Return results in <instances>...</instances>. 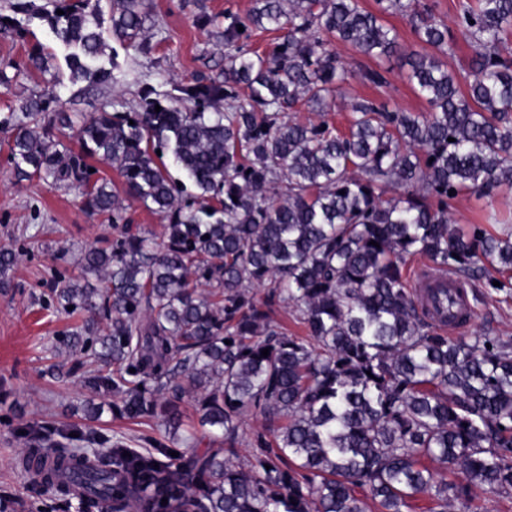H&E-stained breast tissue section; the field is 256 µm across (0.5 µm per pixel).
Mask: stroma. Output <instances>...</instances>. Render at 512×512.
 I'll list each match as a JSON object with an SVG mask.
<instances>
[{
  "mask_svg": "<svg viewBox=\"0 0 512 512\" xmlns=\"http://www.w3.org/2000/svg\"><path fill=\"white\" fill-rule=\"evenodd\" d=\"M201 4L213 14L228 8L244 13L252 0H151L152 15L163 30L156 52L146 58L117 48L125 83L84 93L68 84L53 87L54 75L68 73L67 50L45 22L24 20L27 35L22 39L0 32V68H6L12 78L9 86H0V113L18 108L34 93L55 89L66 111L90 117L116 97L135 105L143 83L191 78L205 63L221 58L220 48L191 24L190 18ZM37 44L53 55L52 71L40 74L23 70L28 52ZM406 71L402 62H393L389 83L383 87L351 80L330 112V120L347 129L353 118L351 105L361 98L385 99L406 112L426 111V103L408 84ZM10 139V133L0 131V246L19 250L21 259L8 273L10 290L0 292V496L27 500L31 497L29 479L15 467L26 446L19 426L41 427L52 442L73 429L113 441L150 437L162 442L166 436L163 425L154 419H129L108 411L96 421L85 418L82 404L87 391L79 384L82 373L75 370L74 358L55 353L60 336L74 320L46 308V292L54 270L76 266L81 252L111 238L112 229L84 212L78 190L36 178L18 180L6 163ZM452 212L455 224L465 231L474 224L490 230L499 221L512 225V187L502 188L491 200L464 194ZM469 302L473 315L466 335L489 333L512 338V289L490 295L477 287ZM56 360L63 362L62 372L56 377L46 375V368Z\"/></svg>",
  "mask_w": 512,
  "mask_h": 512,
  "instance_id": "stroma-1",
  "label": "stroma"
}]
</instances>
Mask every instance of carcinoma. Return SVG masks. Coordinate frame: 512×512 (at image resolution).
Masks as SVG:
<instances>
[{"label":"carcinoma","mask_w":512,"mask_h":512,"mask_svg":"<svg viewBox=\"0 0 512 512\" xmlns=\"http://www.w3.org/2000/svg\"><path fill=\"white\" fill-rule=\"evenodd\" d=\"M436 8L254 0L220 17L201 7L191 24L224 56L190 81L146 83L132 110L114 99L89 120L53 91L0 116L18 177L77 188L112 225V239L51 289L58 312L82 316L59 343L86 368V414L110 396L113 411L157 418L173 441L189 399L204 434L224 442L173 457L155 441L139 451L102 438L91 453L81 434L46 447L25 427L27 508L44 512L47 496L80 512H366L367 498L379 512H412L423 494L437 512H484L479 492L512 495V339L451 340L441 328L468 320L472 281L512 288V233H463L451 218L461 193L492 199L512 186V0H459L456 30L474 50L463 75L443 61L457 42ZM110 13L113 40L153 52L151 0H110ZM387 15L406 18L430 51L402 46ZM103 16L101 0H58L39 14L72 49L73 85L122 84ZM264 31L278 36L259 51L251 38ZM338 43L376 66L356 73ZM396 54L427 114L362 98L347 131L325 119L356 76L386 84ZM51 59L37 47L24 67L46 72ZM300 106L320 120L297 119ZM66 129L78 149L61 139ZM92 159L118 172L123 191L89 172ZM133 201L162 215L160 236L135 223ZM416 255L434 264L424 301L406 285ZM18 261L0 247L1 292ZM486 261L501 277L484 274ZM445 275L459 279L453 309L432 312ZM288 306L306 335L275 320ZM254 411L265 425L243 466L232 457Z\"/></svg>","instance_id":"carcinoma-1"}]
</instances>
